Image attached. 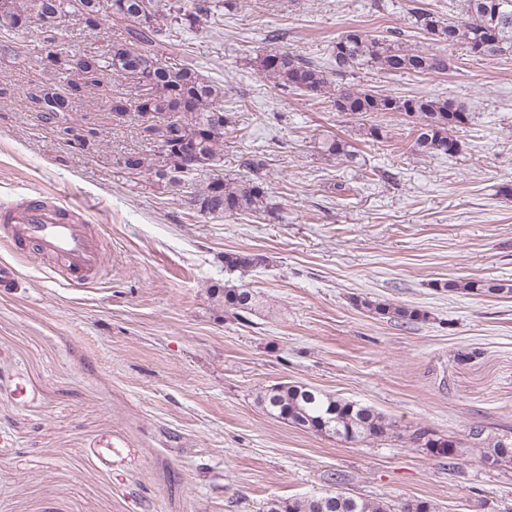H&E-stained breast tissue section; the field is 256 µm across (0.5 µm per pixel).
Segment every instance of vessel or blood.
Masks as SVG:
<instances>
[{
    "label": "vessel or blood",
    "mask_w": 512,
    "mask_h": 512,
    "mask_svg": "<svg viewBox=\"0 0 512 512\" xmlns=\"http://www.w3.org/2000/svg\"><path fill=\"white\" fill-rule=\"evenodd\" d=\"M0 233L33 259L49 261L53 273L72 287H85L106 272V251L84 206L29 193L0 206Z\"/></svg>",
    "instance_id": "b4317fda"
}]
</instances>
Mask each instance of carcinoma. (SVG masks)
I'll return each mask as SVG.
<instances>
[{
	"label": "carcinoma",
	"instance_id": "1",
	"mask_svg": "<svg viewBox=\"0 0 512 512\" xmlns=\"http://www.w3.org/2000/svg\"><path fill=\"white\" fill-rule=\"evenodd\" d=\"M139 0H111V28L119 36L99 52H84L62 41L59 25L75 16L74 0H0V51L16 52L17 40L31 26H37L46 54L39 63L65 80V93L76 102L92 87H104V80L120 77L142 86L136 98L116 93L107 98L112 118L123 123L130 113L139 122L140 137L158 147V159L150 161L138 151L124 155V168L132 175L148 174L166 192L189 209L210 219L233 215L276 214L269 193L265 156L246 152L238 156L243 175L224 176V139L235 132L230 112L224 110V86L205 77L192 64L171 62L183 51L181 32L206 29L217 23L211 0H172L165 14L154 9L139 13ZM55 16L50 30L41 25L45 14ZM414 26L434 45H464L470 56L505 58L512 55V0H462L457 15H444L421 0L410 9ZM330 70L348 82L331 92L326 71L313 61L285 49L271 48L255 57L257 71L281 91L297 92L311 101L328 105L355 121L386 114H398L408 126L411 148L425 157L454 158L462 152L459 132L471 125L474 110L452 98L429 94L400 96L374 90L359 83V74L375 72L384 76L403 74H446L454 68L448 54L433 49H416L392 31L369 35L350 27L328 46ZM27 98L41 118L71 142L76 130L71 113L54 108L57 96L38 87ZM363 135L380 141L388 138L383 122L371 121ZM317 153L340 164L357 166L359 152L348 140L333 133L315 142ZM224 270L243 278L265 263L258 254L239 251L224 253ZM450 292L512 298L507 280L455 281L442 284ZM224 312L241 318L260 307V294L250 286L225 281L212 289ZM360 306L383 318L402 323L427 321V312L389 302L355 299ZM257 403L269 416L304 431L332 436L349 444L393 437L392 423L371 406L339 398L315 386L300 382L270 385L257 394ZM415 431L412 439L430 455L442 458L448 447L461 448L450 437L424 438ZM327 493L332 507H319L314 496L273 497V506L263 512H438L429 500L404 499L389 504L357 498L331 480Z\"/></svg>",
	"mask_w": 512,
	"mask_h": 512
}]
</instances>
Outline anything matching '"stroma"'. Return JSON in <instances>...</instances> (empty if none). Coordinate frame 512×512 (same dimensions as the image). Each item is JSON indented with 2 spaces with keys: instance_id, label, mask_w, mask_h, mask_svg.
<instances>
[{
  "instance_id": "1",
  "label": "stroma",
  "mask_w": 512,
  "mask_h": 512,
  "mask_svg": "<svg viewBox=\"0 0 512 512\" xmlns=\"http://www.w3.org/2000/svg\"><path fill=\"white\" fill-rule=\"evenodd\" d=\"M219 29L190 34L189 62L238 108L224 172L238 153L264 152L276 220H211L151 176H132L124 151L154 155L135 121L117 127L102 93L74 106L97 128L93 150L59 140L24 91L46 83L37 29L19 58L0 56V201L36 190L84 205L108 245L107 276L73 288L0 238L19 283L0 288V512H259L339 476L352 495L433 501L440 512H512V465L489 466L467 446L462 465L412 444L422 429L467 441L480 429L512 438V298L441 290L448 280H512V56L474 60L448 48L437 76L366 73L401 95L478 103L461 154L410 149L399 116L391 138L282 93L256 70L267 34L320 59L347 27L414 29L409 0H232ZM332 132L361 151L349 168L314 150ZM341 182L342 194L329 190ZM229 250L265 256L247 281L261 310L237 320L209 293ZM428 311L401 323L355 298ZM286 381L372 406L393 424L357 445L266 415L261 388Z\"/></svg>"
}]
</instances>
